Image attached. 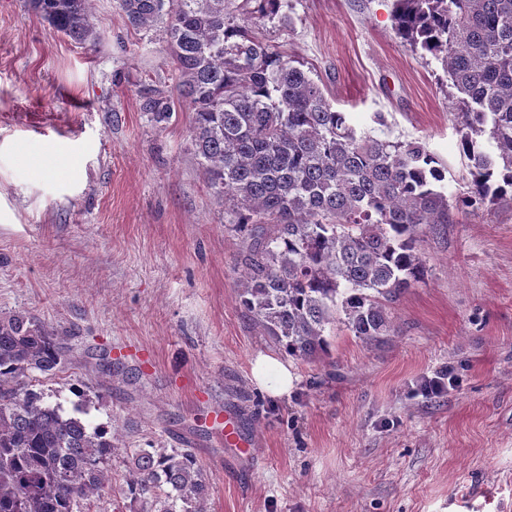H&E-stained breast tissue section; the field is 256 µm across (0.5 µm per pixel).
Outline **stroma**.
Listing matches in <instances>:
<instances>
[{
    "instance_id": "stroma-1",
    "label": "stroma",
    "mask_w": 512,
    "mask_h": 512,
    "mask_svg": "<svg viewBox=\"0 0 512 512\" xmlns=\"http://www.w3.org/2000/svg\"><path fill=\"white\" fill-rule=\"evenodd\" d=\"M393 0H280L257 32L360 132L420 141L466 189L467 160L440 60L394 26ZM96 46L57 32L29 0H0V316L54 328L71 349L40 375L48 405L88 400L119 455L93 512L125 496L142 448L191 452L207 512H512V198L464 210L417 245L427 276L391 303L394 335L343 328L303 361L240 304L245 236L208 187L192 111L155 126L174 64L118 0H95ZM120 356L99 371L100 351ZM151 352L152 370L137 351ZM268 358L286 393L258 383ZM449 368L453 388L426 396ZM221 409L248 441L225 444ZM174 97L162 96L150 97L146 100L144 109L151 115V121L159 125L167 123L173 114Z\"/></svg>"
}]
</instances>
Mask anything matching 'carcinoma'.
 <instances>
[{
  "mask_svg": "<svg viewBox=\"0 0 512 512\" xmlns=\"http://www.w3.org/2000/svg\"><path fill=\"white\" fill-rule=\"evenodd\" d=\"M31 3L74 42L98 41L92 0ZM119 3L130 26L166 44L176 97L144 109L157 125L176 98L193 110L208 185L248 232L241 305L290 356L325 350L329 325L364 343L394 333L390 304L425 278L417 243L456 212L512 193V0H394L397 34L441 59L460 94L470 180L452 203L425 144L357 134L307 72L249 33L280 0ZM66 353L51 327L0 317V512H82L106 492L108 430L89 429L85 407L67 415L31 389V371L60 368ZM128 492L142 512H207L190 453L140 449Z\"/></svg>",
  "mask_w": 512,
  "mask_h": 512,
  "instance_id": "obj_1",
  "label": "carcinoma"
}]
</instances>
